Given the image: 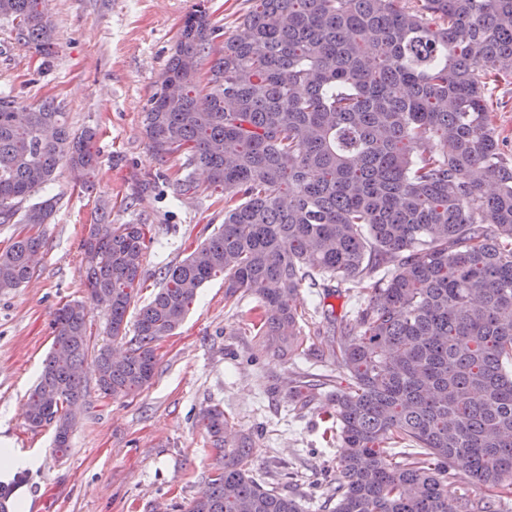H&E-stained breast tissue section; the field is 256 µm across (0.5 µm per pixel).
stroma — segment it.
Segmentation results:
<instances>
[{"instance_id":"1","label":"stroma","mask_w":512,"mask_h":512,"mask_svg":"<svg viewBox=\"0 0 512 512\" xmlns=\"http://www.w3.org/2000/svg\"><path fill=\"white\" fill-rule=\"evenodd\" d=\"M200 1L228 33L249 8L248 0H48L58 45L47 63L18 45L11 21L0 17V91L25 103L54 98L72 131L96 128L100 153L89 186L58 169L46 189L58 200L47 224H0V249L33 232L43 241L33 278L0 293V437L39 459L18 478L32 497L30 512H187L217 464L198 423L212 406L251 434L257 471L301 497L304 512H323L336 485L340 450L325 436L333 414L328 390L304 411L290 394L301 376L332 375L335 365L313 355L283 361L259 353L248 329L257 298L245 293L225 305L220 276L200 289L182 325L161 338L155 375L136 395L101 394L96 359L86 356L85 401L66 454L53 447V427L35 429L26 419L53 346L54 312L88 297L81 243L100 213L115 224L151 228L139 306L156 292L164 268L224 222L223 191L180 192L183 156L154 157L144 128L179 29ZM366 298L332 280L321 292L302 288L296 305L311 312L307 331L321 348L328 325L314 307L340 316Z\"/></svg>"}]
</instances>
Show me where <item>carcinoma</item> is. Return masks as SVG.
I'll use <instances>...</instances> for the list:
<instances>
[{"mask_svg": "<svg viewBox=\"0 0 512 512\" xmlns=\"http://www.w3.org/2000/svg\"><path fill=\"white\" fill-rule=\"evenodd\" d=\"M233 33L205 4L184 19L160 89L144 115L153 154L184 155L224 189V224L163 272L135 302L145 224L90 225L83 253L88 301L53 314L54 347L28 400L35 428L55 424L69 448L84 400L80 366L91 305L103 295L107 335L98 386L127 397L155 374L156 343L184 320L203 285L224 275V302L251 293L259 346L286 360L307 350L291 304L305 285L372 286L327 342L345 385L332 393L336 461L332 512H486L448 498L461 472L493 499L512 495V165L490 113L491 86L512 79V0H251ZM15 40L46 59L56 30L44 0H0ZM207 71H202L203 65ZM171 80L177 97L163 96ZM97 132L73 133L52 99L0 96V222L55 178L98 163ZM50 199L21 223H47ZM43 242L22 236L0 251V291L34 275ZM332 376L309 374L292 399L309 407ZM200 425L219 462L187 512H303L254 474V445L219 407Z\"/></svg>", "mask_w": 512, "mask_h": 512, "instance_id": "cac0c4a2", "label": "carcinoma"}]
</instances>
